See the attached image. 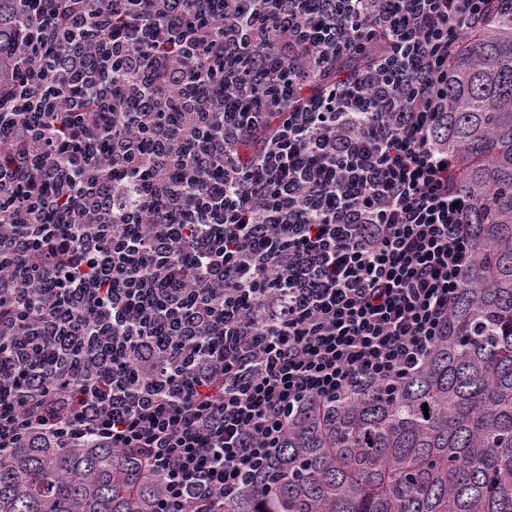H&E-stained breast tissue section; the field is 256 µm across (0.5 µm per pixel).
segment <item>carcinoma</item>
<instances>
[{"mask_svg":"<svg viewBox=\"0 0 512 512\" xmlns=\"http://www.w3.org/2000/svg\"><path fill=\"white\" fill-rule=\"evenodd\" d=\"M354 66L344 55L314 79ZM439 135L476 255L443 336L393 386L304 403L224 512H512V4L464 33ZM159 490L111 448H15L0 462V512H154Z\"/></svg>","mask_w":512,"mask_h":512,"instance_id":"obj_1","label":"carcinoma"}]
</instances>
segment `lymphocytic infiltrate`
<instances>
[{"mask_svg": "<svg viewBox=\"0 0 512 512\" xmlns=\"http://www.w3.org/2000/svg\"><path fill=\"white\" fill-rule=\"evenodd\" d=\"M252 2L224 0L220 18L209 0L14 11L35 47L12 52L19 78L0 85L15 127L0 161V461L19 446L133 451L160 479L156 512H222L304 400L393 385L441 336L475 254L456 158L431 132L490 0ZM282 45L286 66L267 65ZM358 51L367 65L312 89L315 66ZM188 60L211 72L191 89ZM117 62L134 75L118 90ZM247 84L257 102L227 111ZM109 120L123 133L88 161ZM248 137L261 151L247 163Z\"/></svg>", "mask_w": 512, "mask_h": 512, "instance_id": "lymphocytic-infiltrate-1", "label": "lymphocytic infiltrate"}]
</instances>
